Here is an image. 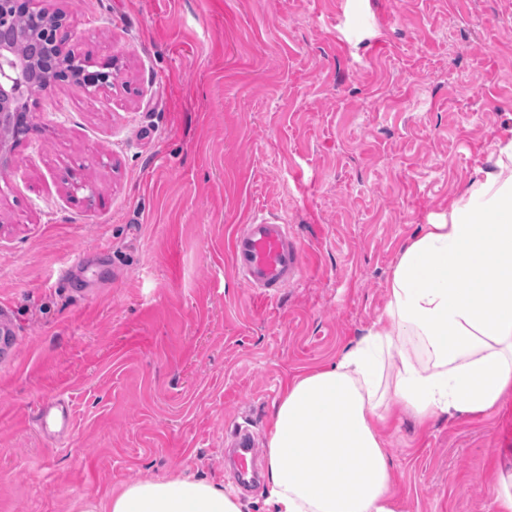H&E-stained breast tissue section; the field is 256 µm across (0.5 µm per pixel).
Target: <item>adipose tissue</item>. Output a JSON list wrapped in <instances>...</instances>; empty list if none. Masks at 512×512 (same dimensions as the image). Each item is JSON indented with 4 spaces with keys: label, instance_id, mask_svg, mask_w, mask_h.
Wrapping results in <instances>:
<instances>
[{
    "label": "adipose tissue",
    "instance_id": "ef3b65f1",
    "mask_svg": "<svg viewBox=\"0 0 512 512\" xmlns=\"http://www.w3.org/2000/svg\"><path fill=\"white\" fill-rule=\"evenodd\" d=\"M374 327L334 364L294 379L267 434L269 512H396L381 431L480 415L512 395V132L487 168L400 250ZM74 512H243L190 476L84 496Z\"/></svg>",
    "mask_w": 512,
    "mask_h": 512
}]
</instances>
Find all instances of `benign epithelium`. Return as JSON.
Returning a JSON list of instances; mask_svg holds the SVG:
<instances>
[{
  "label": "benign epithelium",
  "instance_id": "1",
  "mask_svg": "<svg viewBox=\"0 0 512 512\" xmlns=\"http://www.w3.org/2000/svg\"><path fill=\"white\" fill-rule=\"evenodd\" d=\"M19 4L24 5L30 20L27 32L15 24L13 12ZM71 36L67 15L48 9L43 0H0V173L10 168L12 153L30 128L29 111L21 108L22 89L32 92L55 81L50 68L74 56L68 47ZM27 38L31 39L30 58L23 62L21 74L5 71L4 65L14 66L9 56L16 44ZM85 75L76 88L87 95H97L121 78L120 68L112 59Z\"/></svg>",
  "mask_w": 512,
  "mask_h": 512
}]
</instances>
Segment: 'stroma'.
<instances>
[{"label":"stroma","mask_w":512,"mask_h":512,"mask_svg":"<svg viewBox=\"0 0 512 512\" xmlns=\"http://www.w3.org/2000/svg\"><path fill=\"white\" fill-rule=\"evenodd\" d=\"M47 5L123 79L40 96L0 174V512L179 475L236 492L226 432L250 423L265 448L288 382L373 326L401 247L512 129V0ZM256 214L305 255L274 301L232 267ZM54 396L75 411L63 439L31 423ZM384 441L398 512H493L512 399L403 414Z\"/></svg>","instance_id":"35a3bbf8"}]
</instances>
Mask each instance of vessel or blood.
Returning a JSON list of instances; mask_svg holds the SVG:
<instances>
[{
	"label": "vessel or blood",
	"instance_id": "obj_1",
	"mask_svg": "<svg viewBox=\"0 0 512 512\" xmlns=\"http://www.w3.org/2000/svg\"><path fill=\"white\" fill-rule=\"evenodd\" d=\"M235 272L244 287L254 293L272 297L294 282L303 267V253L288 225L266 218H254L238 225L231 245ZM43 428L60 433L71 431L72 407L61 399L43 402L38 410ZM240 478H247L248 467L258 452L248 429L238 432L236 445Z\"/></svg>",
	"mask_w": 512,
	"mask_h": 512
}]
</instances>
